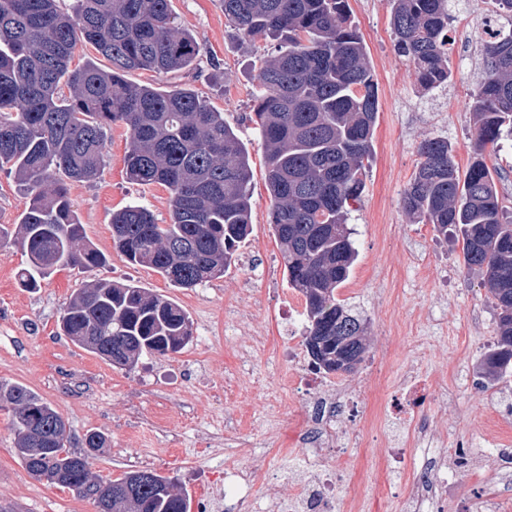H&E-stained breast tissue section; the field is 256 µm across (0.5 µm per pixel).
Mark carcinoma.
Instances as JSON below:
<instances>
[{
	"mask_svg": "<svg viewBox=\"0 0 512 512\" xmlns=\"http://www.w3.org/2000/svg\"><path fill=\"white\" fill-rule=\"evenodd\" d=\"M171 0H0V170L24 188L14 230L0 243L18 245L28 268L21 284L37 287L59 267L89 269L107 257L84 241L69 183L96 181L107 131H129L127 179L169 191L171 223L139 205L112 215V244L133 265L148 267L177 288L224 275L251 233L249 153L224 113L193 89L137 84L129 73L169 74L193 66L195 38L175 22ZM396 54L413 64L429 90L451 77L448 0H391ZM224 18L245 41H275L260 59L254 123L265 150L270 224L288 284L305 299L303 344L322 337L329 355L366 352L364 323L336 298L357 259L348 227L361 201L379 116L377 83L349 0H222ZM80 44L108 62L71 67ZM484 67L469 108L475 151L465 172L448 140L421 142L420 161L403 192L404 210L446 236L460 229L464 267L483 276L496 310V337L481 358L493 385L512 375V207L499 195L486 147L512 140V30L483 45ZM63 335L116 367L140 357L178 353L193 337L187 313L132 283L100 279L78 289L60 320ZM13 413L17 455L37 481L67 488L98 512H187L175 483L151 469L101 481L84 449H67V425L52 405L19 384L0 383V403ZM62 437L30 452L32 424Z\"/></svg>",
	"mask_w": 512,
	"mask_h": 512,
	"instance_id": "cac0c4a2",
	"label": "carcinoma"
}]
</instances>
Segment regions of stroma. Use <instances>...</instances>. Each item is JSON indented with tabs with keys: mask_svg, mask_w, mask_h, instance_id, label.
<instances>
[{
	"mask_svg": "<svg viewBox=\"0 0 512 512\" xmlns=\"http://www.w3.org/2000/svg\"><path fill=\"white\" fill-rule=\"evenodd\" d=\"M349 4L369 53L380 112L366 188L349 220L358 258L336 296L366 326L364 358L343 380L350 390L367 393L376 421L368 430L358 420H342L343 450L323 462L343 474L336 512H348L353 494L358 512H404L396 490L408 482L419 457L408 450L402 470L384 474L387 438L396 430L385 400L417 367L432 387L419 418L439 433L444 448L469 444L465 473L454 474L443 495L444 512H467L489 470L512 468V382L486 385L478 374L496 335L495 310L481 277L466 272L460 243L416 223L401 198L421 141L447 138L455 163L469 164L474 130L469 99L459 89L474 86L482 48L471 32L461 33L465 56L449 59L453 82L426 92L412 65L394 51L389 0ZM171 8L178 26L199 44L194 66L167 75L139 70L129 79L192 87L223 112L249 151L253 231L222 277L194 288L174 287L152 269L130 264L112 245L113 212L137 204L158 223H169V193L160 185L129 182V133L114 125L99 179L70 185L85 239L106 255V265L65 268L30 290L18 278L24 252L0 246V382L23 385L51 403L67 423L72 451L82 450L87 433L104 434L107 445L91 461L100 478L153 468L189 493L190 512H202L207 491L220 483L227 512H237L242 492L224 475L249 471L255 477L250 512H268L266 481L277 479L290 493L292 475L310 464L290 440L304 397L283 388L292 366L278 346L288 337L302 343L305 320H288V305L299 293L288 284L269 224L265 153L251 119L259 60L271 44L262 38L240 42L221 0H172ZM96 279L129 281L174 301L193 323L192 341L175 354L142 357L130 371L78 347L62 335L59 322L72 293ZM476 313L483 321L478 334L470 331ZM373 365L382 375L372 384L367 375ZM277 448L288 449V456L275 457ZM0 512H97L92 501L27 473L7 409H0Z\"/></svg>",
	"mask_w": 512,
	"mask_h": 512,
	"instance_id": "35a3bbf8",
	"label": "stroma"
}]
</instances>
